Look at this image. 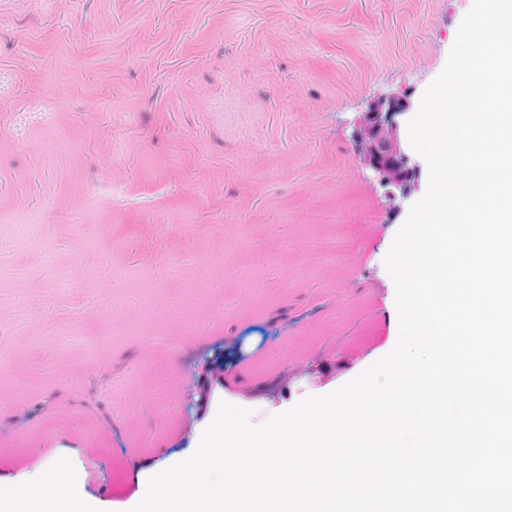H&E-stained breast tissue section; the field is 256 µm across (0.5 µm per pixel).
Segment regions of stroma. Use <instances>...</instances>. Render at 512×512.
<instances>
[{
	"instance_id": "obj_1",
	"label": "stroma",
	"mask_w": 512,
	"mask_h": 512,
	"mask_svg": "<svg viewBox=\"0 0 512 512\" xmlns=\"http://www.w3.org/2000/svg\"><path fill=\"white\" fill-rule=\"evenodd\" d=\"M472 0H0V488L129 512L220 402L260 425L398 339L353 122Z\"/></svg>"
}]
</instances>
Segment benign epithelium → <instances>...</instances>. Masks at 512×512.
I'll list each match as a JSON object with an SVG mask.
<instances>
[{
  "mask_svg": "<svg viewBox=\"0 0 512 512\" xmlns=\"http://www.w3.org/2000/svg\"><path fill=\"white\" fill-rule=\"evenodd\" d=\"M409 104L394 94H386L377 98L371 107L355 125V137L359 143H364L365 132L370 128L382 129L389 132V138L380 140L369 153H362L364 165L371 169L377 181L386 187L396 189L404 199L411 193V187L418 174L417 165L409 163V158L403 152L399 138V123L397 117L407 112ZM402 169L408 179L397 181L389 178L392 169Z\"/></svg>",
  "mask_w": 512,
  "mask_h": 512,
  "instance_id": "7a95c632",
  "label": "benign epithelium"
}]
</instances>
